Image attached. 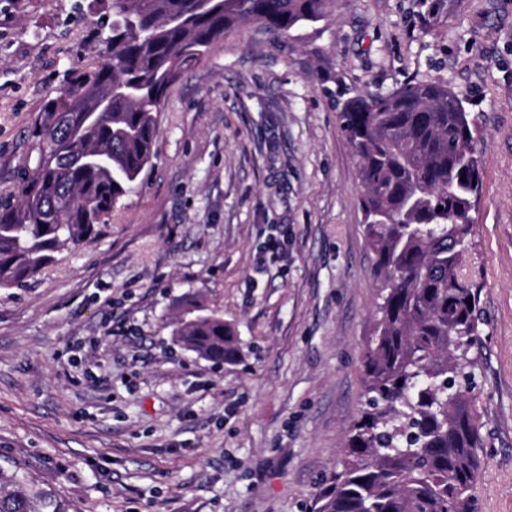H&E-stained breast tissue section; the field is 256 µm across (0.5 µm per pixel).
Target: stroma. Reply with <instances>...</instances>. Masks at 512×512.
Returning a JSON list of instances; mask_svg holds the SVG:
<instances>
[{
    "label": "stroma",
    "instance_id": "obj_1",
    "mask_svg": "<svg viewBox=\"0 0 512 512\" xmlns=\"http://www.w3.org/2000/svg\"><path fill=\"white\" fill-rule=\"evenodd\" d=\"M89 2L0 0L2 196L45 101L95 60ZM411 78L478 129L477 512H512V0H328L276 42L227 30L170 85L101 235L0 289V467L69 512H309L367 408L380 286L339 106ZM193 305L234 329L233 358L176 343Z\"/></svg>",
    "mask_w": 512,
    "mask_h": 512
}]
</instances>
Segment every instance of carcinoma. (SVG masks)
Instances as JSON below:
<instances>
[{
  "label": "carcinoma",
  "instance_id": "1",
  "mask_svg": "<svg viewBox=\"0 0 512 512\" xmlns=\"http://www.w3.org/2000/svg\"><path fill=\"white\" fill-rule=\"evenodd\" d=\"M94 70L72 77L31 129L18 197L0 199V288H22L56 255L98 237L151 163L168 87L224 32L259 22L278 39L323 15L326 0H107ZM111 99L92 123L89 111ZM340 120L359 162L364 234L381 280L362 357L373 410L310 512H476L484 424L467 353L481 288L462 273L482 186L478 130L439 81L410 79L347 100ZM175 336L222 362L224 321H181ZM0 512H67L24 472L0 468Z\"/></svg>",
  "mask_w": 512,
  "mask_h": 512
}]
</instances>
